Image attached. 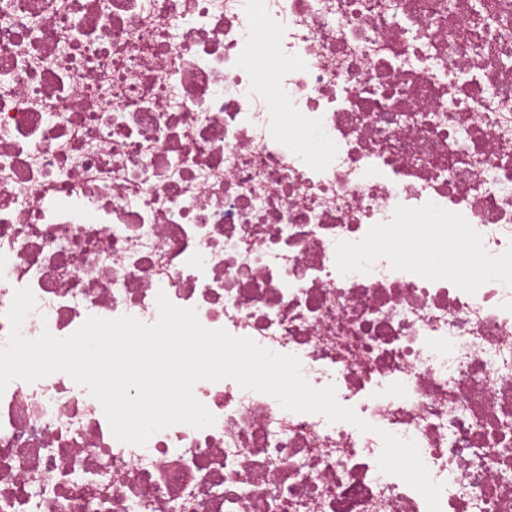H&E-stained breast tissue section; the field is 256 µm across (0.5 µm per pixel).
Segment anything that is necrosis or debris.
I'll use <instances>...</instances> for the list:
<instances>
[{
    "label": "necrosis or debris",
    "mask_w": 512,
    "mask_h": 512,
    "mask_svg": "<svg viewBox=\"0 0 512 512\" xmlns=\"http://www.w3.org/2000/svg\"><path fill=\"white\" fill-rule=\"evenodd\" d=\"M25 287L29 338L165 293L372 429L224 379L138 446L16 379L0 512H428L383 430L441 512H512V0H0V347Z\"/></svg>",
    "instance_id": "obj_1"
}]
</instances>
